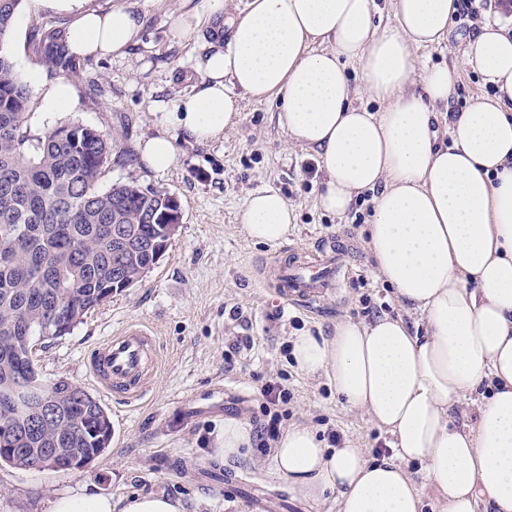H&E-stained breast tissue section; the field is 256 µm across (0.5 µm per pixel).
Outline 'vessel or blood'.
Listing matches in <instances>:
<instances>
[{"label":"vessel or blood","instance_id":"1","mask_svg":"<svg viewBox=\"0 0 512 512\" xmlns=\"http://www.w3.org/2000/svg\"><path fill=\"white\" fill-rule=\"evenodd\" d=\"M339 269L334 247L324 243L316 250H303L278 266L274 293L288 305L318 308L335 295ZM157 364L153 335L142 325L132 323L105 339L93 352L88 373L107 394L129 403L146 391Z\"/></svg>","mask_w":512,"mask_h":512}]
</instances>
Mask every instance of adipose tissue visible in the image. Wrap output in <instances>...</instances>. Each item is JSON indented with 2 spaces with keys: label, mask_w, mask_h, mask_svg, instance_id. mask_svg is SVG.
Returning a JSON list of instances; mask_svg holds the SVG:
<instances>
[{
  "label": "adipose tissue",
  "mask_w": 512,
  "mask_h": 512,
  "mask_svg": "<svg viewBox=\"0 0 512 512\" xmlns=\"http://www.w3.org/2000/svg\"><path fill=\"white\" fill-rule=\"evenodd\" d=\"M71 16L67 45L79 57L107 56L133 42L141 22L84 0H35ZM372 0H249L230 22L225 48L212 54L198 89L171 124L199 141L232 129L236 100L277 98L289 140L315 153L325 175L319 204L348 212L374 191L367 245L378 278L424 317L412 335L399 319L349 320L333 336L296 337L304 373H326L345 402L392 437V459L369 463L363 449L323 448L294 426L272 450L276 471L304 498L334 492L340 512H423V472L439 512H512V31L486 23L469 63L493 97L457 112L450 143H436L433 118L456 94V68L417 72L414 51L447 40L458 0H392L396 25L377 31ZM325 42L322 51L314 41ZM357 63L352 85L348 62ZM379 102L373 111L357 96ZM278 192L251 194L241 221L249 239L274 243L293 227ZM492 390L475 425L453 408L482 383ZM52 512H183L163 494L119 500L88 492L57 497Z\"/></svg>",
  "instance_id": "1"
}]
</instances>
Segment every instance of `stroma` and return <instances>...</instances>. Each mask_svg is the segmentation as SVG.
Masks as SVG:
<instances>
[{
  "instance_id": "35a3bbf8",
  "label": "stroma",
  "mask_w": 512,
  "mask_h": 512,
  "mask_svg": "<svg viewBox=\"0 0 512 512\" xmlns=\"http://www.w3.org/2000/svg\"><path fill=\"white\" fill-rule=\"evenodd\" d=\"M87 2L99 11L135 13L141 33L124 55L79 58L73 69L51 71L34 55L32 35L45 22L67 27L70 17L26 0L20 12L24 23L14 27L8 48L33 93L28 123L40 130L79 121L111 133L120 161L105 173L101 187L133 180L163 189L176 197L183 218L178 235L141 284L88 313L71 334L36 344L32 357L43 378L64 377L97 393L86 372L87 356L137 321L157 339L159 369L135 403L102 396L112 446L88 468L39 472L0 465V512H51L55 498L82 488L116 500L164 494L180 501L185 512H248L247 500L261 493L268 496V512H338L334 493L318 501L300 498L257 448L222 461L212 450L225 419L249 420L259 410L262 382L279 377L295 394L283 428L306 425L319 434L336 429L342 445L364 449L372 462L389 446L390 435L350 408L329 377L305 375L292 356L296 336H330L345 320L368 323L387 315L422 332L421 315L397 301L376 275L367 246L372 198L364 196L340 216L318 206L322 175L315 155L289 142L277 123V99L240 98L235 128L206 142L169 122L176 103L194 92L207 57L226 45L210 36L207 20L189 38L173 37V17L194 12L200 0ZM473 33L471 19L457 15L446 43L415 53L420 70L460 62L457 112L493 92L481 70L464 61ZM60 79L71 83L72 101L47 111L43 91ZM162 133L173 139L180 161L158 172L142 162L140 147ZM262 189L282 194L298 215L287 237L276 243H254L242 229L245 201ZM327 240L341 245L345 277L339 295L318 312L277 304L269 268L288 261L292 250ZM247 336L254 340L249 348L243 344ZM228 350L235 353L230 370L224 367ZM228 471L238 477L237 487L225 485Z\"/></svg>"
}]
</instances>
